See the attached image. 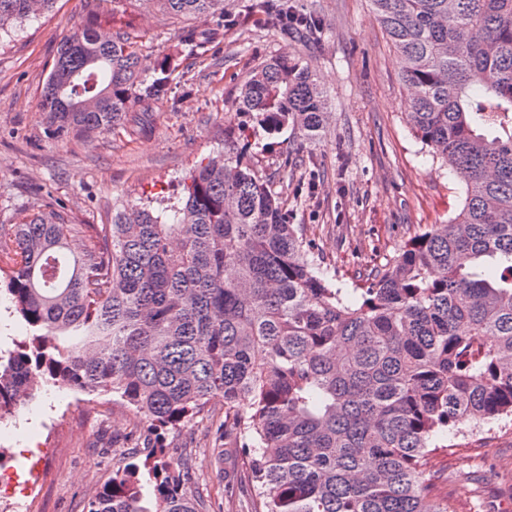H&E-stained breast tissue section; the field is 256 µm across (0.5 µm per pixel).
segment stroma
Here are the masks:
<instances>
[{
    "instance_id": "stroma-1",
    "label": "stroma",
    "mask_w": 512,
    "mask_h": 512,
    "mask_svg": "<svg viewBox=\"0 0 512 512\" xmlns=\"http://www.w3.org/2000/svg\"><path fill=\"white\" fill-rule=\"evenodd\" d=\"M317 16L322 32L306 39L268 20L269 0H224L223 18H189L146 0H56L51 12L0 41V227L18 212L60 210L76 224H107L112 204L178 195L181 179L224 149V133L244 123L238 110L251 72L279 57L299 61L326 94L325 134L310 142L286 129L251 132L245 151L256 173L285 201L315 254L347 287L400 253L429 224L446 223L461 184L433 160L408 123L401 59L370 0H293ZM98 22L137 42L144 69L178 58L170 95L136 104L134 133L61 140L46 135L41 91L62 36ZM198 47L183 43L187 33ZM224 417L214 399L203 417L168 434L190 451L193 493L224 492V512H251L240 459L216 462L211 425ZM139 419L108 395L68 389L39 393L22 414L0 421V512H83V502L112 475L113 448ZM435 492L455 512H512V417L457 425L447 454L435 457Z\"/></svg>"
}]
</instances>
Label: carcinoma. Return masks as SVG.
I'll return each mask as SVG.
<instances>
[{
    "instance_id": "carcinoma-1",
    "label": "carcinoma",
    "mask_w": 512,
    "mask_h": 512,
    "mask_svg": "<svg viewBox=\"0 0 512 512\" xmlns=\"http://www.w3.org/2000/svg\"><path fill=\"white\" fill-rule=\"evenodd\" d=\"M55 0H0V38ZM183 17L224 0H153ZM403 59L414 137L459 180L446 224L411 237L364 288L323 265L231 147L176 200L112 204V223L22 212L0 239V293L29 329L0 349V418L40 390L110 394L160 440L224 400L215 438L245 457L253 512H454L428 464L467 420L512 416V0H371ZM278 25L316 34L312 17ZM126 33L63 36L43 86L47 137L105 134L167 96ZM238 109L270 135L325 130L324 92L288 58L255 69ZM249 410L238 409L239 399ZM160 445L119 453L83 512H224Z\"/></svg>"
}]
</instances>
